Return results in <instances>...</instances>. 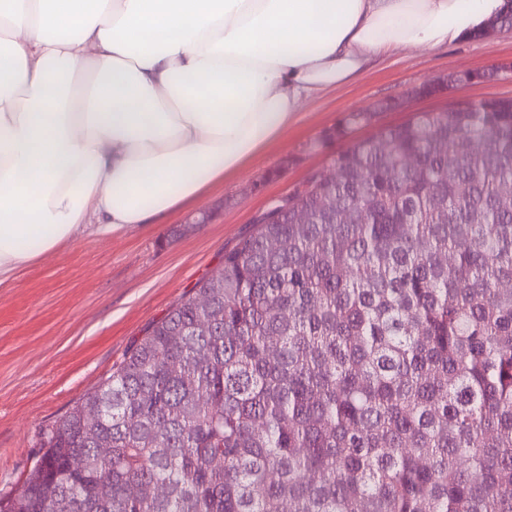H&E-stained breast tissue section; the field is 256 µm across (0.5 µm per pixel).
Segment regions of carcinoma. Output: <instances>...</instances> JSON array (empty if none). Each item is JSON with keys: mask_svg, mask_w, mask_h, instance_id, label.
Here are the masks:
<instances>
[{"mask_svg": "<svg viewBox=\"0 0 512 512\" xmlns=\"http://www.w3.org/2000/svg\"><path fill=\"white\" fill-rule=\"evenodd\" d=\"M448 108L267 211L0 512H512V101Z\"/></svg>", "mask_w": 512, "mask_h": 512, "instance_id": "cac0c4a2", "label": "carcinoma"}]
</instances>
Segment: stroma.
<instances>
[{"label": "stroma", "mask_w": 512, "mask_h": 512, "mask_svg": "<svg viewBox=\"0 0 512 512\" xmlns=\"http://www.w3.org/2000/svg\"><path fill=\"white\" fill-rule=\"evenodd\" d=\"M498 68L448 96L413 99L420 84L463 71ZM512 98V28L376 62L356 81L308 99L281 141L247 169L210 185L173 214L116 236L83 237L42 255L0 283V497L25 479L41 453L40 433L108 376L127 347L163 317L226 252L254 230L275 201L326 170L349 141L442 109L447 100ZM376 110L373 126L333 137L349 113ZM209 223H195L199 211Z\"/></svg>", "instance_id": "obj_1"}]
</instances>
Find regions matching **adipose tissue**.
<instances>
[{
    "label": "adipose tissue",
    "instance_id": "obj_1",
    "mask_svg": "<svg viewBox=\"0 0 512 512\" xmlns=\"http://www.w3.org/2000/svg\"><path fill=\"white\" fill-rule=\"evenodd\" d=\"M505 6L0 0V280L196 199L278 142L305 99L468 39Z\"/></svg>",
    "mask_w": 512,
    "mask_h": 512
}]
</instances>
